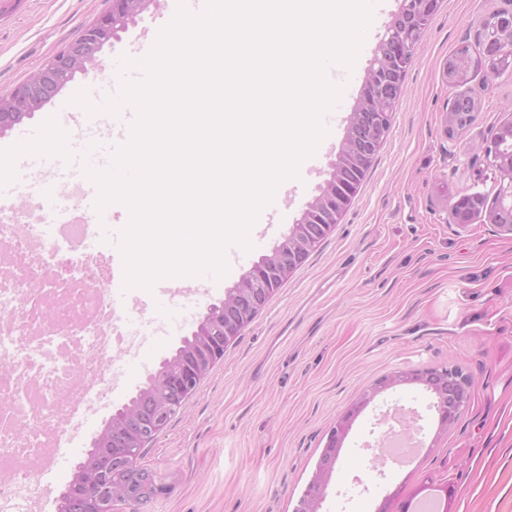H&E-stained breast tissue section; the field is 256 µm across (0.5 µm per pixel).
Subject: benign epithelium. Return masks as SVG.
<instances>
[{
  "label": "benign epithelium",
  "mask_w": 512,
  "mask_h": 512,
  "mask_svg": "<svg viewBox=\"0 0 512 512\" xmlns=\"http://www.w3.org/2000/svg\"><path fill=\"white\" fill-rule=\"evenodd\" d=\"M155 0H112L109 11L88 24L82 35L50 58L34 75L19 83L7 97L6 107L0 106V133L12 129L23 117L32 116L37 103L53 96L62 74L73 76L88 71L96 63L103 47L119 37L128 24ZM413 11L429 24L439 10L437 0H410ZM472 49L497 66L512 67V39L500 40L486 34L475 40ZM377 53L382 59L403 54L402 67H408L411 56L402 47L381 44ZM405 91L404 79L393 84H380L366 76L363 94L356 100L346 134L332 163V169L368 167L376 159L386 141L390 126L376 109L381 98L399 100ZM495 197L506 200L512 211V169L499 177ZM336 194L332 181H325L306 206L299 219L289 229L282 242L271 254L262 258L250 272L230 288L224 299L211 304L191 332V339H182L176 356L164 358L159 370L150 375L141 404H125L117 409L93 440L92 447L121 448L112 458V467L123 470L129 482L139 479L142 465L137 449L144 441L159 435L167 426L168 415L184 405L191 395L192 381L205 378L217 363L224 360V350L231 346L242 331L265 308L273 296L272 280L286 282L319 245L317 224L324 220L336 223ZM450 221L462 227L468 224H495L512 235V224H499L495 214L479 208L468 215L450 209ZM418 384L426 387L438 402V427L446 432L454 425L470 401V377L453 368L441 367L412 371H397L381 376L336 421L328 437L314 477L294 508V512H318L323 489L338 461L342 444L353 421L379 394L396 386ZM99 465L92 454L79 464L80 476L66 485L61 499L69 500L72 512H139V500L129 488L101 491L87 496L82 486L92 483Z\"/></svg>",
  "instance_id": "obj_1"
}]
</instances>
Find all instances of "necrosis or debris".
Returning <instances> with one entry per match:
<instances>
[{
  "instance_id": "1",
  "label": "necrosis or debris",
  "mask_w": 512,
  "mask_h": 512,
  "mask_svg": "<svg viewBox=\"0 0 512 512\" xmlns=\"http://www.w3.org/2000/svg\"><path fill=\"white\" fill-rule=\"evenodd\" d=\"M74 219L50 184L0 219L12 256L0 279V512L41 497L55 457L123 378L124 358L163 327L134 314L127 293L98 286L101 230Z\"/></svg>"
}]
</instances>
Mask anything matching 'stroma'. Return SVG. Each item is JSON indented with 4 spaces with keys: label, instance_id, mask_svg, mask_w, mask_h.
<instances>
[{
    "label": "stroma",
    "instance_id": "1",
    "mask_svg": "<svg viewBox=\"0 0 512 512\" xmlns=\"http://www.w3.org/2000/svg\"><path fill=\"white\" fill-rule=\"evenodd\" d=\"M507 0H442L406 71L390 134L333 233L276 292L204 378L141 459L166 485L143 512H293L337 418L377 378L442 366L472 379L471 401L447 433L437 431L433 395L418 385L378 395L355 420L319 512H390L422 493L453 491L451 512H512V235L489 224L448 221L451 199L492 194L496 175L484 154L512 119V72L479 73L471 87L476 121L455 138L445 125L454 95L444 74L449 52L475 39ZM109 0H0V97L76 39ZM171 0L138 16L101 51L98 67L75 74L24 119L25 166L0 173V206L21 205L41 184L22 168L71 174L79 144L45 153L47 113L66 107L78 87L97 102L118 84L116 65L167 24ZM353 100L334 118L320 151L278 195L287 210L274 230H257L244 254L249 271L279 244L329 177ZM238 281L195 300L168 297L176 319L163 354L190 334L206 307ZM163 354L128 366L109 404L128 402ZM416 413L428 449L409 467L377 465L369 442L393 407Z\"/></svg>",
    "mask_w": 512,
    "mask_h": 512
}]
</instances>
